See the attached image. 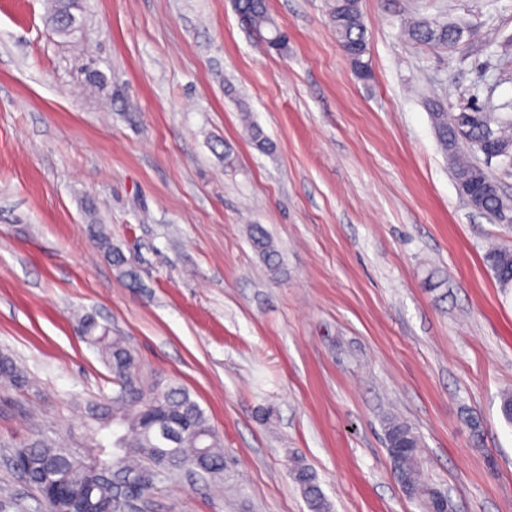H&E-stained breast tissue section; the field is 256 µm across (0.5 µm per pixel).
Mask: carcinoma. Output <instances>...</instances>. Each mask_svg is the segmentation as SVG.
Here are the masks:
<instances>
[{
    "instance_id": "1",
    "label": "carcinoma",
    "mask_w": 512,
    "mask_h": 512,
    "mask_svg": "<svg viewBox=\"0 0 512 512\" xmlns=\"http://www.w3.org/2000/svg\"><path fill=\"white\" fill-rule=\"evenodd\" d=\"M235 7L246 28L261 41L276 44L282 54L288 52V35L272 22L265 0H237ZM76 9V0H55L51 22L57 34L68 37L79 30L82 20L74 14ZM329 18L338 44L348 54L357 77L369 80L371 71L364 60L367 43L359 0H331ZM407 35L416 42L451 46L462 38L463 30L437 19L422 18L408 26ZM430 119L458 191L464 192L474 181L485 183L484 213L512 226V200L501 193L497 180L482 163L462 156L466 147L486 157L496 145L511 153L509 161L501 165L512 168V115L473 112L461 130L448 119V113L434 104ZM250 241L270 268L278 267L277 251L260 225H252ZM99 244L113 265L137 283L133 267L109 237L100 236ZM485 259L500 286L512 288V247L492 248ZM82 329L112 373V397L88 407L94 425L77 446L41 437L11 450L14 470L38 490L47 512H104L106 508L109 512H123L128 476L146 469L157 473L155 482L139 489V497L146 500L157 481L198 473L194 462L202 452L210 459V467L203 474L214 482H224L223 442L190 392L179 385L143 389L137 382L136 361L121 337L97 331V324L90 318L84 320ZM26 383L27 377L15 360L1 354L0 385L18 387ZM385 432L386 450L398 483L411 486L415 499L425 505L430 503L438 485L425 477L420 436L411 426L393 418L388 420ZM290 473L309 512H330L315 474L302 457L292 458Z\"/></svg>"
}]
</instances>
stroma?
<instances>
[{
    "mask_svg": "<svg viewBox=\"0 0 512 512\" xmlns=\"http://www.w3.org/2000/svg\"><path fill=\"white\" fill-rule=\"evenodd\" d=\"M328 3L268 0L279 54L233 0H80L67 40L47 0H0V353L29 378L0 387V512H45L11 448L77 443L112 394L86 315L124 337L142 387L187 388L224 444L222 492L162 481L148 512H308L294 454L332 512H424L391 474V417L458 512H512V288L485 261L512 230L462 198L429 116L512 114V0H360L367 83ZM410 18L465 34L417 44ZM250 241L253 249L262 257L271 269L278 267L277 251L274 249L268 234L259 224L252 225L250 230ZM99 244L105 250V252L109 254L113 265L117 267L125 276H127L131 283L137 284L136 272L129 264L123 252L119 248L112 245L109 237L100 235Z\"/></svg>",
    "mask_w": 512,
    "mask_h": 512,
    "instance_id": "1",
    "label": "stroma"
}]
</instances>
